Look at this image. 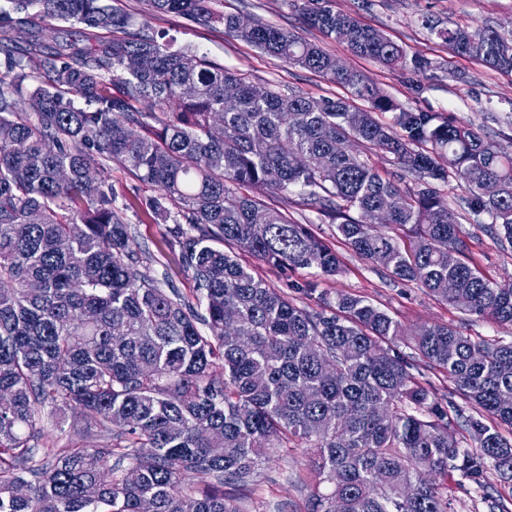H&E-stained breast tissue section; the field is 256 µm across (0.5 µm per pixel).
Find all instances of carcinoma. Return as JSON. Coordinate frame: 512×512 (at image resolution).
I'll use <instances>...</instances> for the list:
<instances>
[{
  "instance_id": "cac0c4a2",
  "label": "carcinoma",
  "mask_w": 512,
  "mask_h": 512,
  "mask_svg": "<svg viewBox=\"0 0 512 512\" xmlns=\"http://www.w3.org/2000/svg\"><path fill=\"white\" fill-rule=\"evenodd\" d=\"M149 2L192 25L221 24L370 106L272 87L257 97L246 77L170 50L105 0L0 5V512H241L224 486L251 481L256 449L302 445L315 455L307 512H448L426 475L450 469L491 512H509L487 473L512 478V440L501 432L512 428V341H475L443 324L407 328L343 292L299 307L233 248L340 275L334 248L263 201L295 189L389 279L512 328V288L470 261L435 187L463 185V208L488 216L485 230L512 248V155L437 112L403 109L296 31L254 17L242 30L221 0ZM297 7L355 55L406 65L401 46L331 0ZM47 17L81 25L82 35L43 42ZM21 29L29 38H14ZM97 31L107 36L90 40ZM435 34L454 54L512 73V34ZM131 57L144 67L129 69ZM186 84L195 87L188 97ZM228 90L236 105L226 110ZM143 99L161 114L139 110ZM353 140L393 155L402 174L383 176L349 152ZM106 162L156 191L142 206L167 225L193 297L135 270L128 224L91 176ZM413 354L446 374L463 404L424 386ZM47 409L75 411L80 441L43 446Z\"/></svg>"
}]
</instances>
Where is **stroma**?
<instances>
[{
    "label": "stroma",
    "mask_w": 512,
    "mask_h": 512,
    "mask_svg": "<svg viewBox=\"0 0 512 512\" xmlns=\"http://www.w3.org/2000/svg\"><path fill=\"white\" fill-rule=\"evenodd\" d=\"M128 13L135 24L164 34L175 47L207 53L225 68L243 74L251 82L293 90L313 98H344L345 88L309 70L290 66L261 53L250 44L225 35L223 26H192L173 14L154 12L148 0H107ZM335 10L353 14L362 25L379 30L406 52L408 63L389 68L355 56L345 43L321 36L305 25L293 0H224L228 13H246L269 24L299 32L319 42L347 66L362 71L384 94L412 112H442L450 119L481 129L487 140L512 152V74L492 69L481 61L449 51L431 33L430 24L459 25L472 30L492 27L512 33V0H332ZM423 68H416V61ZM96 179L111 186L115 207L121 211L139 246L140 275L155 279L165 289L177 288L192 296L195 285L185 272L179 254L166 243L165 225L155 223L140 208L149 190L123 166L110 162L99 167ZM448 206L463 228L467 252L476 267L489 279L512 284V249H502L484 230L487 216L476 217L464 210L460 200L466 190L456 181L440 185ZM269 207L285 213L292 221L307 225L328 244L336 245L344 271L333 279L320 277L313 268L281 269L266 264L248 252L242 263L270 287L293 297L297 306L313 308L317 299L305 295L304 287L341 291L366 297L407 327L446 324L473 339L512 340V328L468 316L435 300L420 285L395 283L375 265L336 242V227L315 211L303 206L297 195L266 197ZM439 489L448 500V512H489L474 486L460 476L438 478ZM312 490L310 458L301 448L262 451L258 473L247 486L233 488L242 512H302Z\"/></svg>",
    "instance_id": "stroma-1"
}]
</instances>
